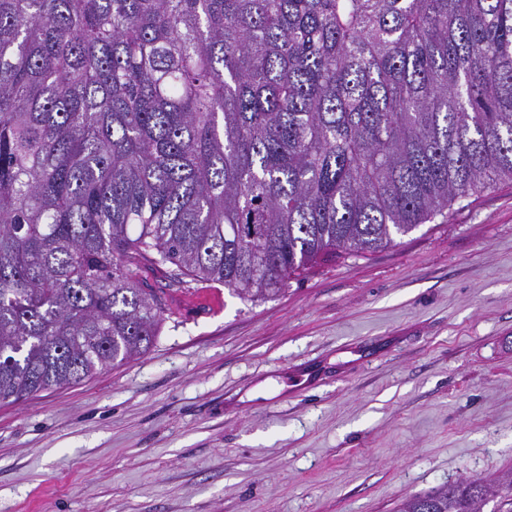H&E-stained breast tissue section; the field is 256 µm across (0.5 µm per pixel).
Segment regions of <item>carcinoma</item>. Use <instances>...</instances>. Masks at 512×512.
<instances>
[{
    "instance_id": "obj_1",
    "label": "carcinoma",
    "mask_w": 512,
    "mask_h": 512,
    "mask_svg": "<svg viewBox=\"0 0 512 512\" xmlns=\"http://www.w3.org/2000/svg\"><path fill=\"white\" fill-rule=\"evenodd\" d=\"M512 181V0H0V401ZM512 512V472L400 512Z\"/></svg>"
}]
</instances>
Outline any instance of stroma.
<instances>
[{"instance_id": "35a3bbf8", "label": "stroma", "mask_w": 512, "mask_h": 512, "mask_svg": "<svg viewBox=\"0 0 512 512\" xmlns=\"http://www.w3.org/2000/svg\"><path fill=\"white\" fill-rule=\"evenodd\" d=\"M141 357L0 404V512H396L512 470V182L263 302L169 286Z\"/></svg>"}]
</instances>
